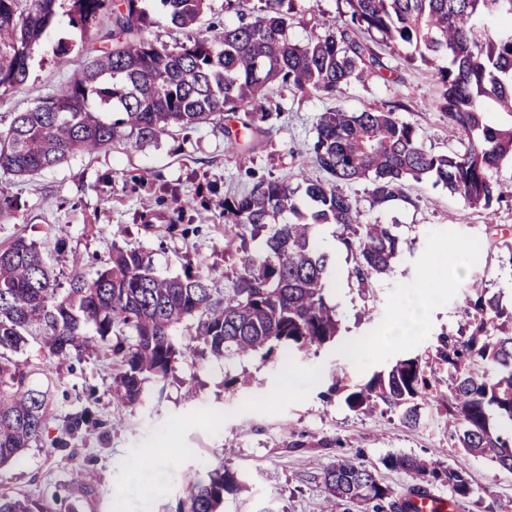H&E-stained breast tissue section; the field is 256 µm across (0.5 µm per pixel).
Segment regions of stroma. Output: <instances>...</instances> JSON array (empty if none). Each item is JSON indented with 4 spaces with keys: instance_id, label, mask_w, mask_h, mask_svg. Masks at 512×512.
Wrapping results in <instances>:
<instances>
[{
    "instance_id": "35a3bbf8",
    "label": "stroma",
    "mask_w": 512,
    "mask_h": 512,
    "mask_svg": "<svg viewBox=\"0 0 512 512\" xmlns=\"http://www.w3.org/2000/svg\"><path fill=\"white\" fill-rule=\"evenodd\" d=\"M67 9L66 0H58L57 23L35 47L25 83L0 98V128L12 113L54 95L79 70L80 34L69 26ZM345 9L344 0H292L289 40L303 43L323 33ZM62 38L74 48L59 57L54 47ZM382 54L385 80L354 81L332 95L273 88L270 98L280 116L268 122L266 132L242 131L236 149L220 129L200 124L174 129L135 152L117 140L96 155H75L31 177L0 171V244L20 236L35 242L62 278L76 255L86 276L95 277L117 244L146 253L160 275H180L189 265L224 291L238 270L240 243L224 224L225 197L262 179L285 180L298 192L305 180L325 179L310 151L323 112L392 108L413 125L427 150L459 148L460 134L434 107L438 84L430 68L407 62L401 47ZM346 190L368 216L394 225L408 246L388 274L362 287L351 275L353 261L338 228L318 227L338 281L327 292L340 323L334 343L305 356L285 358L276 351L224 362L194 344L195 324L187 321L177 336L194 344V352L178 358L166 379L147 380L138 405L113 399L118 367L106 352L57 360L30 344L16 358L34 370L50 368L56 404L44 441L26 449L21 464L0 467V495L24 500L31 512H179L189 477L226 467L240 488L225 494L220 512H323L326 492L317 479L322 469L341 460L371 465L379 483L399 497L414 481L382 460L408 454L435 467L464 462L472 493L459 500V512H512V472L487 458L463 455L444 408H424L420 421L408 426L397 410L383 406L365 414L345 401L398 360L417 356L435 362L442 339L459 335L469 321L466 293L472 280L483 279L504 304H512V255L488 230L494 223L512 232V202L489 216L430 179L409 182L405 198L382 207L372 206L367 181ZM178 207L194 215V234L170 232L168 217ZM60 236L66 248L59 253ZM437 252L448 255L444 283L429 273ZM409 291L427 300L422 329L404 340L379 343L381 328L397 317L398 303ZM350 342L377 349L358 364L344 350ZM291 371L299 374V383H288ZM271 391L275 401L265 402ZM84 409L92 414L89 423L69 433L67 416ZM157 446L181 454L176 462L161 460L142 469V449ZM81 467L92 470V481H73V471Z\"/></svg>"
}]
</instances>
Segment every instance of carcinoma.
<instances>
[{"label":"carcinoma","instance_id":"cac0c4a2","mask_svg":"<svg viewBox=\"0 0 512 512\" xmlns=\"http://www.w3.org/2000/svg\"><path fill=\"white\" fill-rule=\"evenodd\" d=\"M58 0H0V96L13 93L28 76V61L56 17ZM69 25L81 38L97 31L103 46L82 47L85 61L58 93L26 112H16L0 130V169L32 176L77 153L93 154L123 138L131 149L179 126L223 125L224 115L244 112L242 123L261 130L272 112L261 104L273 84L302 94H332L353 80L383 76L386 65L372 46L373 33L387 45L413 49L412 60L433 69L440 92L435 107L448 126L467 138L462 150L432 153L414 127L393 110L322 113L312 146L314 165L327 173L304 190L302 211L295 192L279 179L260 180L242 194L224 198V223L256 237L266 233L259 256L241 246L232 287L220 294L187 266L181 276L162 277L141 251L112 247L93 278L72 257L67 283L32 241L19 237L0 246V466L17 463L43 440L50 421L53 383L36 384L14 359L37 342L48 356L68 359L105 346L121 366L115 394L126 405L141 401L143 383L165 378L176 357L193 351L179 342L177 327L196 323V339L216 358L241 359L260 350L306 353L335 342L339 324L326 301L332 275L329 254L315 237L319 224L341 230L361 286L389 272L404 241L393 227L370 219L344 186L371 183L372 206L405 197V186L424 178L443 184L472 208L493 213L512 201V182L494 178L512 159V122L493 125L482 99H492L512 117V33L489 26L512 24V0H345L347 18L305 43L287 37L286 0H260L258 14L236 10L222 26L207 25L188 40L158 45L145 37L154 24L147 0H66ZM171 27L202 24L207 0H158ZM448 64H442V61ZM288 213L292 219L276 223ZM466 297L471 331L448 337L438 359L452 372L448 428L458 447L488 457L512 472V438L489 425L488 410L512 421V307H504L482 280ZM427 362L401 359L350 392L353 410L380 405L402 410L407 425L419 420L430 395ZM384 464L433 484H448L454 496L472 493L464 466L440 468L408 455ZM328 512L342 502H381L392 491L372 468L339 461L319 475ZM239 487L229 469L209 481L192 480L181 512H217L224 493Z\"/></svg>","mask_w":512,"mask_h":512}]
</instances>
